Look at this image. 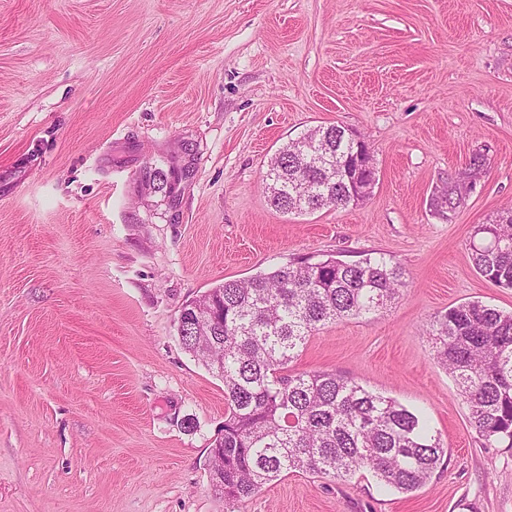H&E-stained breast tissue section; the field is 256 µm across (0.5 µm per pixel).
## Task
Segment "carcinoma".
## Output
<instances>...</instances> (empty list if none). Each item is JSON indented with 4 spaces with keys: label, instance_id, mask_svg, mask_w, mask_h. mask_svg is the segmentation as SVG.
<instances>
[{
    "label": "carcinoma",
    "instance_id": "carcinoma-1",
    "mask_svg": "<svg viewBox=\"0 0 512 512\" xmlns=\"http://www.w3.org/2000/svg\"><path fill=\"white\" fill-rule=\"evenodd\" d=\"M354 146L338 125L284 145L266 175L271 204L300 213L347 205L354 186L340 165ZM142 180L174 191L162 169ZM469 250L481 276L512 288V209L476 225ZM404 286L402 268L383 256H302L195 300L215 314L208 331L189 320L191 305L182 309L183 349L224 383V435L209 454L212 489L226 503L295 471L345 480L367 469L380 489L406 492L429 481L447 448L422 414L335 372L288 370L319 327L373 314ZM429 335L482 444L512 448V312L471 300L440 315Z\"/></svg>",
    "mask_w": 512,
    "mask_h": 512
}]
</instances>
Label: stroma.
<instances>
[{"mask_svg": "<svg viewBox=\"0 0 512 512\" xmlns=\"http://www.w3.org/2000/svg\"><path fill=\"white\" fill-rule=\"evenodd\" d=\"M327 125L369 144L370 194L276 210L271 157ZM149 167L173 194L142 190ZM511 206L512 0H0V512H512V448L480 443L429 338L469 300L512 311L468 252ZM323 254L385 256L406 285L291 370L425 411L446 454L413 492L294 472L229 509L224 384L177 318Z\"/></svg>", "mask_w": 512, "mask_h": 512, "instance_id": "1", "label": "stroma"}]
</instances>
